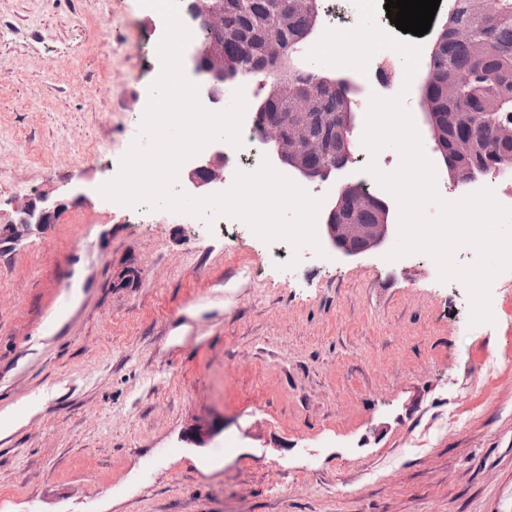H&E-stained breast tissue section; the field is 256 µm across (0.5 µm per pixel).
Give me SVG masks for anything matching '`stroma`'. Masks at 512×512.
<instances>
[{
  "mask_svg": "<svg viewBox=\"0 0 512 512\" xmlns=\"http://www.w3.org/2000/svg\"><path fill=\"white\" fill-rule=\"evenodd\" d=\"M161 23L0 0V512H512V270L473 326L427 255L100 195ZM40 193L60 212L15 238Z\"/></svg>",
  "mask_w": 512,
  "mask_h": 512,
  "instance_id": "1",
  "label": "stroma"
}]
</instances>
